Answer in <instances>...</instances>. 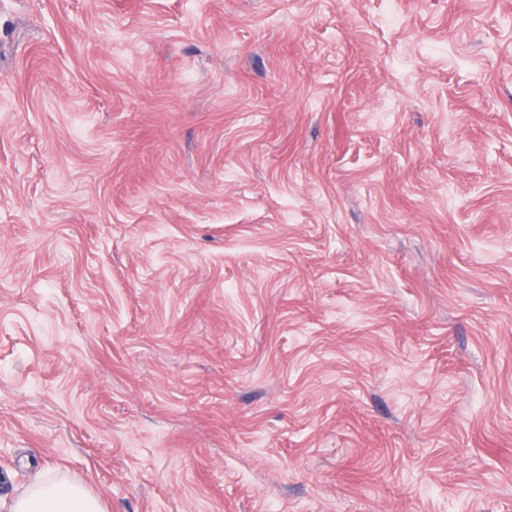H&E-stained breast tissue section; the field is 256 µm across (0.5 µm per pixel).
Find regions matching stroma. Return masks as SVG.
<instances>
[{
  "mask_svg": "<svg viewBox=\"0 0 512 512\" xmlns=\"http://www.w3.org/2000/svg\"><path fill=\"white\" fill-rule=\"evenodd\" d=\"M0 0V512H512V0ZM12 512H102L99 499L81 485L66 479L46 482L37 474L19 495Z\"/></svg>",
  "mask_w": 512,
  "mask_h": 512,
  "instance_id": "obj_1",
  "label": "stroma"
}]
</instances>
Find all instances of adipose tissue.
<instances>
[{
	"instance_id": "ef3b65f1",
	"label": "adipose tissue",
	"mask_w": 512,
	"mask_h": 512,
	"mask_svg": "<svg viewBox=\"0 0 512 512\" xmlns=\"http://www.w3.org/2000/svg\"><path fill=\"white\" fill-rule=\"evenodd\" d=\"M12 512H103V506L77 483L66 479L49 483L38 475L15 499Z\"/></svg>"
}]
</instances>
